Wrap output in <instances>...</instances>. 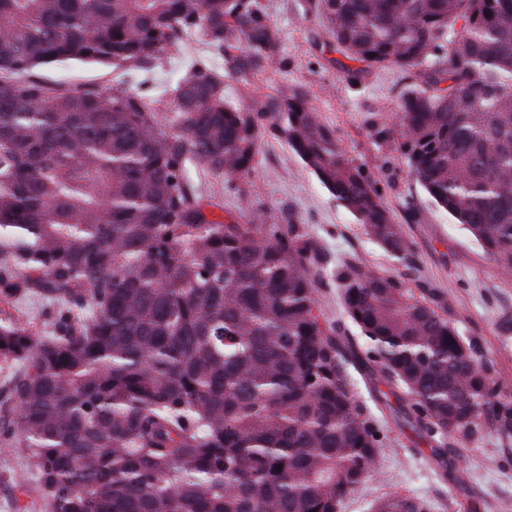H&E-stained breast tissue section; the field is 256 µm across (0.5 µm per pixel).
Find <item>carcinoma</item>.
<instances>
[{
    "label": "carcinoma",
    "mask_w": 512,
    "mask_h": 512,
    "mask_svg": "<svg viewBox=\"0 0 512 512\" xmlns=\"http://www.w3.org/2000/svg\"><path fill=\"white\" fill-rule=\"evenodd\" d=\"M351 79L398 67V150L431 203L512 274V0H317ZM204 54L170 88L176 128L138 88L72 89L50 66L147 73ZM259 0H0V302H49L40 339L0 314V436L48 512H339L372 480L390 406L449 472L512 403L435 298L353 256L333 273L351 336L318 305L321 260L296 224L207 211L193 172L247 177L269 126L360 225L414 252L375 182L303 86L224 96L272 63ZM386 386L383 391L380 386ZM282 469H277V466ZM377 512H432L421 498Z\"/></svg>",
    "instance_id": "obj_1"
}]
</instances>
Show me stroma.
<instances>
[{"instance_id": "obj_1", "label": "stroma", "mask_w": 512, "mask_h": 512, "mask_svg": "<svg viewBox=\"0 0 512 512\" xmlns=\"http://www.w3.org/2000/svg\"><path fill=\"white\" fill-rule=\"evenodd\" d=\"M259 2L280 30L275 59L250 83L227 78L225 95L248 106L281 86H306L312 105L323 122L335 128L349 157L376 178L378 191L412 243L416 259L413 266H404L370 243L359 224L269 129L247 179L205 176L206 198L218 205V218L246 224L260 209L281 226L299 225L323 259L325 275L317 298L329 321L345 317L331 274L337 262L355 255L416 294H439L449 319L461 336L475 341L478 361L495 369L502 396L512 401V276L500 273L470 233L436 209L410 176L398 150L400 134L394 122L410 75L389 67L349 81L325 47L329 36L312 0ZM200 50L199 43L188 40L184 54L171 57L149 76L144 92L163 96L167 117H174L176 106L165 92L182 76L188 54ZM40 75L53 84L100 91L111 90L124 79L121 72L89 66H54ZM382 434L380 475L345 500L339 512H372L374 500L389 493L429 500L435 505L433 512H505L506 506H512V443L501 440L494 426L461 446L453 480L444 478L431 462L429 448H414L392 419L383 420ZM25 466L21 449L0 441V512H46L36 489L20 492L10 480Z\"/></svg>"}]
</instances>
